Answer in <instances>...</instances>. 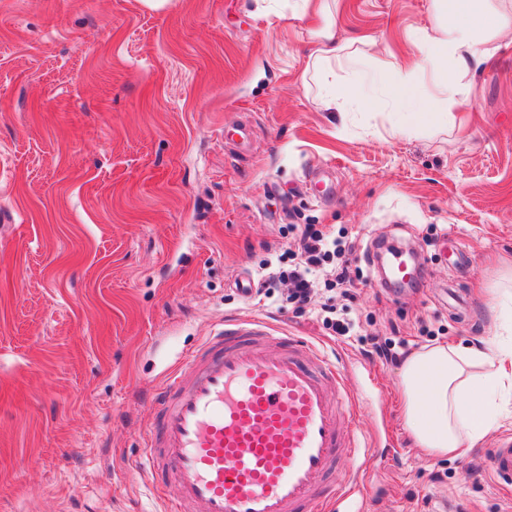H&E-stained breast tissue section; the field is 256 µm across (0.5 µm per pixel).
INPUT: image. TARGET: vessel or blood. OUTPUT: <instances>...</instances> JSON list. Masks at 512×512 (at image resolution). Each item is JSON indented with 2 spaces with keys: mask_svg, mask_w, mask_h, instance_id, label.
Returning <instances> with one entry per match:
<instances>
[{
  "mask_svg": "<svg viewBox=\"0 0 512 512\" xmlns=\"http://www.w3.org/2000/svg\"><path fill=\"white\" fill-rule=\"evenodd\" d=\"M146 460L172 512H328L340 449L359 470L344 371L258 321L225 325L156 394ZM489 467L512 486V436Z\"/></svg>",
  "mask_w": 512,
  "mask_h": 512,
  "instance_id": "obj_1",
  "label": "vessel or blood"
}]
</instances>
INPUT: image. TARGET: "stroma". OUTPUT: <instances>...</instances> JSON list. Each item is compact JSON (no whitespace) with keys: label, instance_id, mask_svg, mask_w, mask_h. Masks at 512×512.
Returning a JSON list of instances; mask_svg holds the SVG:
<instances>
[{"label":"stroma","instance_id":"stroma-1","mask_svg":"<svg viewBox=\"0 0 512 512\" xmlns=\"http://www.w3.org/2000/svg\"><path fill=\"white\" fill-rule=\"evenodd\" d=\"M431 0H338L369 38L380 97L417 55ZM320 17L294 0H0V512H168L144 463L153 398L206 336L257 319L345 369L372 452L364 512H500L486 464L507 418L455 458L400 422L399 356L493 337L512 270V40L453 109L395 134L398 112H327L303 72ZM315 225L364 278L330 335L319 313L241 297ZM411 244L414 286L383 285L381 249ZM462 290L466 317L448 312Z\"/></svg>","mask_w":512,"mask_h":512}]
</instances>
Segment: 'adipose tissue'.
Wrapping results in <instances>:
<instances>
[{
  "label": "adipose tissue",
  "mask_w": 512,
  "mask_h": 512,
  "mask_svg": "<svg viewBox=\"0 0 512 512\" xmlns=\"http://www.w3.org/2000/svg\"><path fill=\"white\" fill-rule=\"evenodd\" d=\"M434 23L419 36L421 51L413 62L395 61L388 101L410 99L418 71L433 74L434 95L442 116H449L466 95L469 78L495 55L493 36L512 30V0L491 6L488 0H432ZM336 0H299L297 14L316 15L325 23L305 69L320 89L319 103L329 112L364 110L372 102L356 82L336 76L352 68L360 50L340 40L332 17ZM401 419L417 448L430 456H454L481 441L502 418L500 404L512 395V343L494 339L487 348L437 343L410 353L399 369Z\"/></svg>",
  "instance_id": "1"
}]
</instances>
